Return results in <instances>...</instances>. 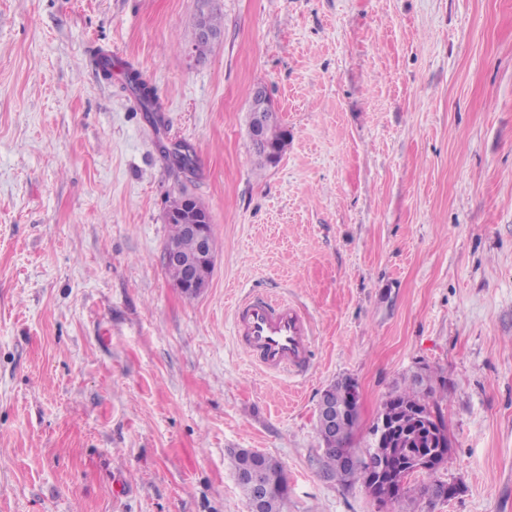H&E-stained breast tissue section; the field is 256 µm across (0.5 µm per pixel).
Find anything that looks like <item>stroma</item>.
Instances as JSON below:
<instances>
[{"mask_svg": "<svg viewBox=\"0 0 512 512\" xmlns=\"http://www.w3.org/2000/svg\"><path fill=\"white\" fill-rule=\"evenodd\" d=\"M259 86L288 131L264 167ZM183 193L215 236L192 298L162 259ZM253 292L307 313L304 377L240 347ZM418 372L452 448L412 482L457 487L419 512H512V0H0V512H248L241 449L283 512H384L324 474L318 403L356 380L361 449ZM201 16H203L207 26L217 35L221 34L222 23L221 18L218 17L217 12L214 10H209L206 13L201 12ZM199 15V16H200ZM203 22H200L197 26L196 36L201 39H213L216 36L211 32V30L207 27ZM195 39L194 43V51L197 56L204 58L211 47V44L214 40H201ZM125 78V89L130 92L141 112H158L160 106L155 91L141 75L137 71L129 69ZM256 463L269 483L270 491L266 495L262 512H283L288 496V481L282 464L273 457L255 454Z\"/></svg>", "mask_w": 512, "mask_h": 512, "instance_id": "obj_1", "label": "stroma"}]
</instances>
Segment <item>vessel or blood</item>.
I'll return each mask as SVG.
<instances>
[{
  "mask_svg": "<svg viewBox=\"0 0 512 512\" xmlns=\"http://www.w3.org/2000/svg\"><path fill=\"white\" fill-rule=\"evenodd\" d=\"M234 331L261 370L290 375L305 371L312 330L305 314L288 301L268 295L247 296L235 310Z\"/></svg>",
  "mask_w": 512,
  "mask_h": 512,
  "instance_id": "b4317fda",
  "label": "vessel or blood"
}]
</instances>
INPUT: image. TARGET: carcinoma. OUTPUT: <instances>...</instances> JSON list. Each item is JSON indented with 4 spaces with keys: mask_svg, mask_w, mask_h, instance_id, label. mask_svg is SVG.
<instances>
[{
    "mask_svg": "<svg viewBox=\"0 0 512 512\" xmlns=\"http://www.w3.org/2000/svg\"><path fill=\"white\" fill-rule=\"evenodd\" d=\"M125 89L141 111H160L154 89L137 71L128 70ZM263 117L269 140L287 142L288 130L279 122L275 109H267ZM169 240L178 242L185 257L195 255L196 241L184 233L182 225L171 224ZM428 381L429 377L418 373L405 389L391 394L384 401L378 420L385 421V427L376 425L371 430V434L380 435L379 447L375 455L361 461L357 470L354 464L346 463L343 449L352 447L359 419L345 413L336 424L334 442L338 450L323 456L327 477H335L341 482H361L366 492L379 502L399 506L395 512H417L414 505L425 496L431 504L439 501V497L431 495L430 487L419 488L411 483L415 474L413 459H428V470L434 472L448 463V430L437 403L432 401L436 388ZM330 389L336 393V402L346 405L353 397L352 390L358 389V385L352 378L344 377L336 380ZM232 462L240 490L248 501H253L257 487L250 478L240 476L247 462L246 455L236 452L232 455ZM256 463L270 486L262 512H282L288 496V481L282 464L260 453L256 455Z\"/></svg>",
    "mask_w": 512,
    "mask_h": 512,
    "instance_id": "cac0c4a2",
    "label": "carcinoma"
}]
</instances>
